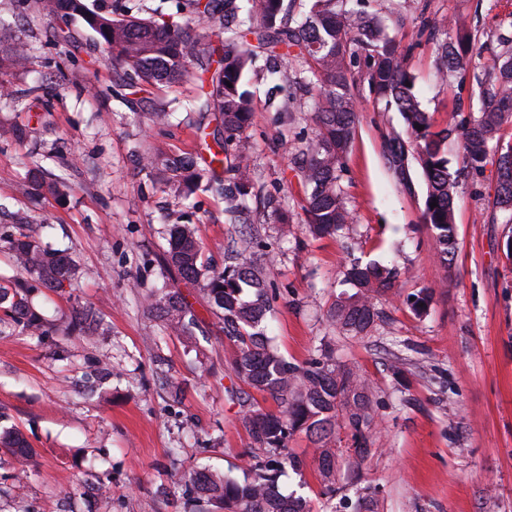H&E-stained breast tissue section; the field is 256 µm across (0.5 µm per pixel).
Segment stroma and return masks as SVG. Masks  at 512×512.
<instances>
[{"instance_id": "35a3bbf8", "label": "stroma", "mask_w": 512, "mask_h": 512, "mask_svg": "<svg viewBox=\"0 0 512 512\" xmlns=\"http://www.w3.org/2000/svg\"><path fill=\"white\" fill-rule=\"evenodd\" d=\"M405 22L391 34L406 48L415 93L437 126L469 112V90H450L438 75L434 44L422 23L464 18L479 36L512 20V0H401ZM69 41H60L57 31ZM28 43L25 67H0V83L21 105L0 102V281L20 277L5 244L26 232L69 249L86 272L74 287L40 289L34 303L48 322L63 325L76 309L95 310L104 336H72L56 346L21 328L0 335V413L20 428L35 454L22 483L9 480L0 449V512H185L180 471L207 468L237 474L251 440L241 399L269 410L276 403L231 371L237 348L199 286L165 268V216L187 211L211 267L241 232H251L263 258L279 351L301 363L319 339L331 337L339 362L358 367L376 389L378 429L360 467V482L343 481L323 494L311 442L290 441L305 461L289 473L285 491L300 490L314 512H355L362 488L380 498V512H512V224L493 210L491 175L461 180L455 214L457 253L452 275L434 262L435 238L422 221L425 187L417 168L401 183L386 159L385 141L402 129L370 92L357 62L355 136L341 164V185L353 221L335 236L304 228L293 158L314 137L310 113L281 112L265 94L262 67L246 79L255 92L246 131L255 191L248 227L229 223L216 193L184 200L141 170L145 154L213 148L198 125L211 115L186 111L201 79L155 88L119 81L95 34L79 19L62 22L39 12L36 0H0V56ZM168 105L167 125L144 115ZM64 178L57 195L34 191L33 165ZM278 195L291 222L264 208ZM377 261L399 273L395 294L379 303L387 317L364 336L337 333L328 311L347 291L350 260ZM180 288L199 326L196 351L166 335L141 305L151 289ZM429 291L424 314L411 296ZM402 361L406 391L390 366ZM109 482L107 494L98 486Z\"/></svg>"}]
</instances>
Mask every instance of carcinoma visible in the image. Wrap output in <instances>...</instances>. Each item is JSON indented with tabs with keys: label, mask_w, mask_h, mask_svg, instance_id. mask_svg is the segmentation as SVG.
<instances>
[{
	"label": "carcinoma",
	"mask_w": 512,
	"mask_h": 512,
	"mask_svg": "<svg viewBox=\"0 0 512 512\" xmlns=\"http://www.w3.org/2000/svg\"><path fill=\"white\" fill-rule=\"evenodd\" d=\"M361 0H307L302 10L297 0H186L189 16L185 25L143 19L122 8L99 9L90 0H38L46 15L68 21L82 18L98 35L99 45L112 57V64L130 82L158 87L178 82L195 68L208 74L201 93L188 103L193 112L215 116L224 129L219 157L199 166L192 153L147 156L143 168L155 181L177 196H188L201 184L224 195L230 221L246 220L247 198L253 194L251 158L244 133L253 112V92L244 77L258 54L243 44L245 33L256 36L258 47L287 60L288 82L312 98L316 134L298 151L293 171L301 185L307 231L315 237L333 236L352 223L340 184L342 159L352 142L358 121V97L354 92L352 66L357 55L369 61V84L385 107H393L404 121V132H393L386 156L394 172L405 177L410 166L421 172L425 184L423 223L437 242L434 261L451 273L457 251L455 209L460 177H482L491 153L495 161L492 206L509 215L512 223V145L501 144L504 125L512 123V34H499V50L489 57L472 55L475 40L462 19L448 26H434L440 71L449 85L471 83L477 108L457 114L446 129H433L431 115L414 91V78L404 56L390 35L387 20L350 5ZM218 22L224 30L220 57L201 48L195 26ZM217 67H212V63ZM461 149V166L450 167L449 137ZM224 169V178L217 169ZM38 192L58 194L63 184L48 179L40 168L32 170ZM437 206H431V203ZM253 240L248 234L233 241L231 263L217 271L205 264L202 245L194 225L178 217L168 225L167 263L181 278L202 283L212 309L224 322V337L238 348L233 375L258 392L269 395L278 411L256 403L243 412L251 448L245 453L241 475H219L191 469L181 482L187 501L207 499L223 512H311L308 499L281 489L285 470L302 469L303 460L288 448L297 433L311 439L312 456L318 465L324 494L340 490L342 466L351 467L370 453L376 428L374 386L355 368L336 361L326 342L304 363L288 360L267 335L272 317L265 281ZM8 249L25 275V281L0 283V310L4 326H21L40 339L63 336H98L107 327L89 310L74 313L62 330L49 327L34 308L35 289L61 291L75 285L78 265L66 250H48L37 240L20 235L8 240ZM398 271L376 261H355L345 272V282L354 292L336 297L328 319L339 333L364 336L383 317L378 298L396 288ZM146 308L170 331L191 337L198 318L191 303L177 288H159L146 299ZM348 430L350 446L341 448L339 429ZM0 446L11 451L25 471L33 448L14 428L0 432Z\"/></svg>",
	"instance_id": "1"
}]
</instances>
